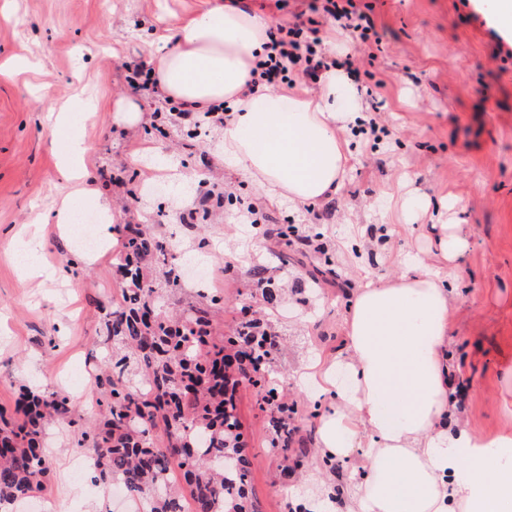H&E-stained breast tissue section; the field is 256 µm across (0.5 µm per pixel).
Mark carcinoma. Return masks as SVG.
<instances>
[{"mask_svg": "<svg viewBox=\"0 0 512 512\" xmlns=\"http://www.w3.org/2000/svg\"><path fill=\"white\" fill-rule=\"evenodd\" d=\"M119 232L117 268L129 287L106 314L110 356L95 400L106 416L97 427L80 428L76 448L94 460V481L123 482L129 498L149 499V512H179L181 495L169 477L174 464L189 488V512H255L237 407L226 396L225 349L249 356L242 377L264 391L270 410L279 387L274 350L249 323L224 338L204 309L170 317L161 287L143 273L144 262L165 255L164 243L141 224H125ZM17 412V420L0 413V512H13L5 506L42 491L49 471L46 428L70 419L74 405L59 394L26 389ZM271 429V447L288 450L287 426L273 422Z\"/></svg>", "mask_w": 512, "mask_h": 512, "instance_id": "obj_1", "label": "carcinoma"}]
</instances>
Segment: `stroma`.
<instances>
[{
  "instance_id": "1",
  "label": "stroma",
  "mask_w": 512,
  "mask_h": 512,
  "mask_svg": "<svg viewBox=\"0 0 512 512\" xmlns=\"http://www.w3.org/2000/svg\"><path fill=\"white\" fill-rule=\"evenodd\" d=\"M212 0H0V410L22 388L56 392L76 405L74 422L46 435L47 485L20 512H122L109 487L73 478L78 426L99 414L95 356L103 351L104 315L122 299L117 260L84 261L76 237L40 223L64 191L57 153L64 131L50 110L95 101L94 119L75 123L88 151L90 181L108 199L112 224H149L172 249L169 263L197 254L210 272L201 293L192 272L166 293L168 308L214 310L218 333L232 335L243 311L263 315L280 348L274 361L282 393L294 403L293 445L271 450L270 414L258 389L235 397L251 459L249 495L259 512H293L312 489L311 474L346 485L349 465L327 466L316 429L335 403L311 366L345 343L343 323L356 289L439 265L434 243L444 224L458 225L467 251L448 266L454 307L448 364L467 386L453 421L486 438L512 431V32L497 22L493 0H357L368 8L383 50L371 68L383 81L380 120L390 139L373 144L352 128L340 132L351 150L335 193L317 203L266 205L269 221L244 224L240 201L265 203L260 190L225 163L220 128L169 118L164 96L139 99L140 123L116 120L118 100L132 99L124 66L144 58L146 42L175 31ZM173 167L192 185L193 202L207 186L229 193L209 220L181 223V197L151 192ZM427 200L426 216L404 222L397 199ZM318 235L316 253L281 238L287 225ZM25 237L41 263L68 280L28 281L16 262ZM241 252L229 263L225 251ZM273 290L274 300L264 297Z\"/></svg>"
}]
</instances>
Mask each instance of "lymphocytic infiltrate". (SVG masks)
<instances>
[{
    "label": "lymphocytic infiltrate",
    "instance_id": "f902f5d3",
    "mask_svg": "<svg viewBox=\"0 0 512 512\" xmlns=\"http://www.w3.org/2000/svg\"><path fill=\"white\" fill-rule=\"evenodd\" d=\"M309 9L311 19H299L272 32L265 59L250 72L248 88H290L299 79L315 86L322 74L332 69L344 71L351 81L360 82L356 53L375 59V50L382 44L372 18L357 7L355 0H311ZM326 19L333 20L338 32L348 35L353 52L339 57L326 48L321 30Z\"/></svg>",
    "mask_w": 512,
    "mask_h": 512
}]
</instances>
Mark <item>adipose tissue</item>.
<instances>
[{
    "label": "adipose tissue",
    "instance_id": "adipose-tissue-1",
    "mask_svg": "<svg viewBox=\"0 0 512 512\" xmlns=\"http://www.w3.org/2000/svg\"><path fill=\"white\" fill-rule=\"evenodd\" d=\"M274 19L223 6L185 21L164 51L145 46L163 93L208 106L223 100L232 112L222 129V152L257 184L269 203L312 204L334 193L348 157L340 129L355 121L351 86L330 72L316 94L300 87L247 93ZM83 138L67 137L59 172L74 197L95 208L109 203L91 187ZM453 308L445 277L418 271L358 289L345 318L347 346L318 363L333 383L336 406L324 415L316 445L328 463L350 465L352 480L320 482L314 512L329 496L344 512H512V433L487 440L451 425L454 391L448 383V336ZM346 375L349 386L334 384Z\"/></svg>",
    "mask_w": 512,
    "mask_h": 512
}]
</instances>
